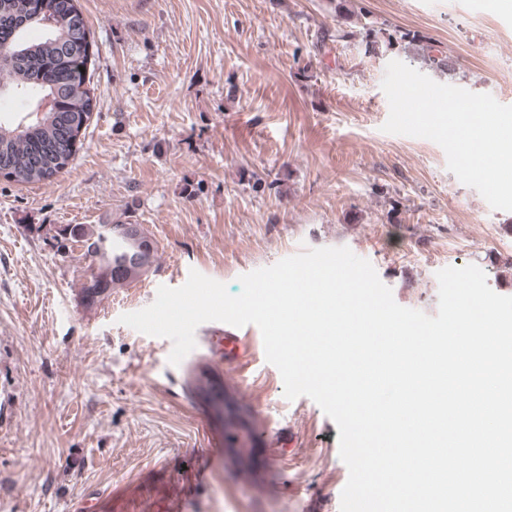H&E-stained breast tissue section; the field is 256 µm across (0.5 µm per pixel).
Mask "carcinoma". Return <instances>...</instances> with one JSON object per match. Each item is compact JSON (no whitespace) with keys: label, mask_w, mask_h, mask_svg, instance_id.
Here are the masks:
<instances>
[{"label":"carcinoma","mask_w":512,"mask_h":512,"mask_svg":"<svg viewBox=\"0 0 512 512\" xmlns=\"http://www.w3.org/2000/svg\"><path fill=\"white\" fill-rule=\"evenodd\" d=\"M42 30L36 40L28 37ZM91 31L76 0H0V98L24 102V114L0 119V167L20 185L49 183L75 155L93 110ZM53 99L69 113L70 130L55 111H40ZM131 211L106 224L59 227L53 239L62 257L82 250L88 260L86 297L97 298L141 278L155 262V245Z\"/></svg>","instance_id":"obj_1"}]
</instances>
